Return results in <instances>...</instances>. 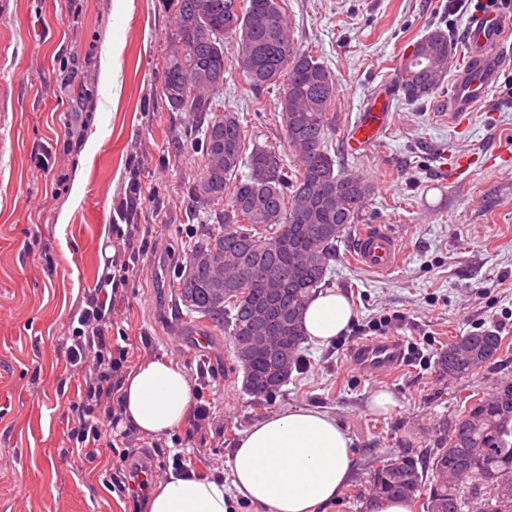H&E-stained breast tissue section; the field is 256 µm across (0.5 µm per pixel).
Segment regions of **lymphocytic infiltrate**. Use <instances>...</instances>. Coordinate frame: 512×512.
<instances>
[{
    "label": "lymphocytic infiltrate",
    "mask_w": 512,
    "mask_h": 512,
    "mask_svg": "<svg viewBox=\"0 0 512 512\" xmlns=\"http://www.w3.org/2000/svg\"><path fill=\"white\" fill-rule=\"evenodd\" d=\"M115 238L123 250L110 261L93 290L87 292L85 305L72 330L67 349L70 365L82 379L79 402L74 403L78 427L74 432L76 453L98 456L122 444L124 432L118 431L119 420L113 408L123 384L120 370L127 361L125 347H113L108 324L112 316V289L126 285L139 251L134 247L133 227L115 226Z\"/></svg>",
    "instance_id": "1"
}]
</instances>
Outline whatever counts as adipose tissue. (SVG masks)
Masks as SVG:
<instances>
[{"label":"adipose tissue","mask_w":512,"mask_h":512,"mask_svg":"<svg viewBox=\"0 0 512 512\" xmlns=\"http://www.w3.org/2000/svg\"><path fill=\"white\" fill-rule=\"evenodd\" d=\"M354 317L348 298L327 289L303 311L309 340L327 344ZM122 413L145 436H162L185 423L193 389L167 359L139 363L125 377ZM352 439L327 412L292 407L245 430L230 455L232 486L257 512H319L347 484L355 466ZM224 482L184 471L169 472L145 503L146 512H227Z\"/></svg>","instance_id":"adipose-tissue-1"}]
</instances>
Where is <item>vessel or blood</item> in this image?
Instances as JSON below:
<instances>
[{"label": "vessel or blood", "mask_w": 512, "mask_h": 512, "mask_svg": "<svg viewBox=\"0 0 512 512\" xmlns=\"http://www.w3.org/2000/svg\"><path fill=\"white\" fill-rule=\"evenodd\" d=\"M512 33V17L488 7L475 10L463 29L467 62L452 78L443 104L448 110L451 126H461L477 108L488 105L503 61L499 50L508 34ZM389 114L376 111L366 104L349 144L359 149L375 142L388 124ZM438 170L443 180L453 181L477 164V157L467 155L448 159L438 158ZM404 250L399 236L388 226L362 224L353 236L350 260L353 264L379 275L395 271L402 262ZM350 356L362 371L386 376L402 367L405 348L402 341L376 338L357 344Z\"/></svg>", "instance_id": "1"}]
</instances>
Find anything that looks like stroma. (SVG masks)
I'll use <instances>...</instances> for the list:
<instances>
[{
	"label": "stroma",
	"mask_w": 512,
	"mask_h": 512,
	"mask_svg": "<svg viewBox=\"0 0 512 512\" xmlns=\"http://www.w3.org/2000/svg\"><path fill=\"white\" fill-rule=\"evenodd\" d=\"M476 2L288 0L295 42L337 77L325 146L337 169L372 185L362 219L392 225L404 257L391 274L369 272L350 264L352 235L344 233L326 283L348 297L355 318L329 344L306 341L304 368L260 408L229 339L207 354L193 348L199 327L172 283L204 214L187 193L200 157L182 146L196 116L171 110L160 91L175 36L169 0H0V512H134L111 477L144 461L158 483L172 469L223 479L230 512H253L229 483L231 447L252 424L289 407L322 409L350 434L354 472L321 512H360L358 494L376 466L407 447H432L433 428L454 420L468 396L512 377V159L499 155L512 143V36L500 49L506 63L492 106L474 111L468 127L441 120L442 94L410 103L395 86L413 45L436 28L459 41ZM107 53L113 72L104 84ZM68 74L84 94L57 100ZM381 93L391 109L387 130L351 149L360 112ZM239 110L257 144L277 145L291 159L277 89L249 96ZM76 125L97 138L94 152L69 145ZM45 151L49 171L34 165ZM444 151L486 164L442 182L436 165ZM134 159L145 195L130 221L144 247L137 277L113 302L111 333L128 337L134 351L125 369L172 360L211 408L206 419L189 414L160 437L131 433L118 453L87 461L70 438L79 381L67 347L85 292L114 254L111 227ZM486 329L501 336L500 353L469 376H440L441 349ZM383 333L404 342V366L389 376L363 372L349 359L352 345ZM380 392L393 397L389 411L372 406Z\"/></svg>",
	"instance_id": "35a3bbf8"
}]
</instances>
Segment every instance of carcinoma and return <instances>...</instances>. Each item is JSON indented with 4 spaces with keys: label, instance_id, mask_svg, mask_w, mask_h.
Here are the masks:
<instances>
[{
    "label": "carcinoma",
    "instance_id": "obj_1",
    "mask_svg": "<svg viewBox=\"0 0 512 512\" xmlns=\"http://www.w3.org/2000/svg\"><path fill=\"white\" fill-rule=\"evenodd\" d=\"M235 6L224 16V2ZM285 0H175L177 32L167 55L161 91L176 111L197 114L201 136L189 142L201 154L193 182L195 203L206 209L227 199L217 223L203 224L188 255L199 248L215 253L220 263L185 276L186 264L175 272L178 298L188 315L231 341L250 335L256 308L271 307L275 298L255 281L252 268L277 271L287 286L296 317L288 322L292 366L301 358L305 332L302 313L307 301L325 284L336 243L350 224L359 221L372 186L364 179L336 170L324 148L331 125L330 107L336 76L313 55L294 44ZM233 36V58L224 55V37ZM453 49L448 32L436 28L415 44L400 64L396 83L403 99L420 102L433 96L448 72ZM244 78L245 91L257 94L278 87L288 145L295 152L285 163L275 146L249 145L251 136L238 112L224 104V85L214 84L229 68ZM248 172L239 174L240 167ZM301 224H330L332 235L306 230L295 249L285 253L281 239ZM460 337L441 350L437 370L463 377L489 363L501 350L500 336L486 330L470 336L474 351H458ZM268 356L250 363L249 394L261 406L274 392L267 388ZM505 380L492 393L466 401L452 425L436 434L429 455L414 450L371 472L370 497L399 496L419 501L424 512H464L472 500L484 498L485 512H512V497L503 500L492 486L493 475L512 467V400L499 397Z\"/></svg>",
    "mask_w": 512,
    "mask_h": 512
}]
</instances>
